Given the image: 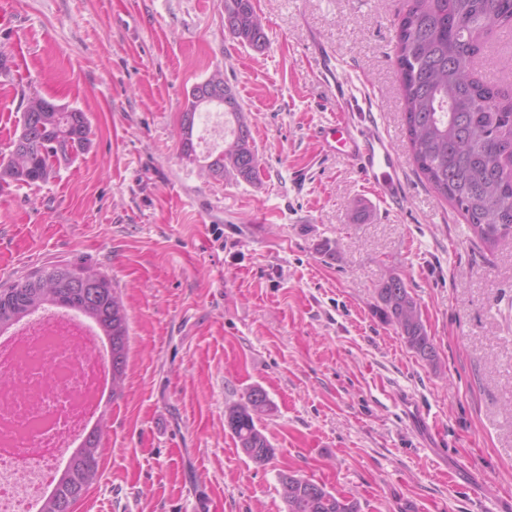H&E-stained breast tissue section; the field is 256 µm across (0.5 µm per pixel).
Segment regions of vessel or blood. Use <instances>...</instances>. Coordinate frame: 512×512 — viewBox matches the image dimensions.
Returning <instances> with one entry per match:
<instances>
[{
	"label": "vessel or blood",
	"mask_w": 512,
	"mask_h": 512,
	"mask_svg": "<svg viewBox=\"0 0 512 512\" xmlns=\"http://www.w3.org/2000/svg\"><path fill=\"white\" fill-rule=\"evenodd\" d=\"M314 137L322 149H342L379 202L393 206L406 196L407 187L391 139L373 115H338L335 121L319 125Z\"/></svg>",
	"instance_id": "obj_1"
}]
</instances>
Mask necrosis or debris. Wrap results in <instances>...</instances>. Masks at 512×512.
Instances as JSON below:
<instances>
[{"instance_id":"1","label":"necrosis or debris","mask_w":512,"mask_h":512,"mask_svg":"<svg viewBox=\"0 0 512 512\" xmlns=\"http://www.w3.org/2000/svg\"><path fill=\"white\" fill-rule=\"evenodd\" d=\"M104 345L91 326L46 311L0 335V512H33L105 388Z\"/></svg>"}]
</instances>
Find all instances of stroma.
<instances>
[{
  "label": "stroma",
  "mask_w": 512,
  "mask_h": 512,
  "mask_svg": "<svg viewBox=\"0 0 512 512\" xmlns=\"http://www.w3.org/2000/svg\"><path fill=\"white\" fill-rule=\"evenodd\" d=\"M406 5L257 0L258 52L225 28L224 0H11L0 159L34 91L81 109L91 133L48 182L0 181V283L91 267L129 317L127 376L77 512H284L289 471L361 512H512V236L475 245L417 170L393 51ZM325 55L394 136L400 208L313 136L336 114ZM218 69L249 115L259 181L183 152L187 94ZM392 275L435 361L381 318ZM255 386L271 401L264 464L226 423Z\"/></svg>",
  "instance_id": "35a3bbf8"
}]
</instances>
